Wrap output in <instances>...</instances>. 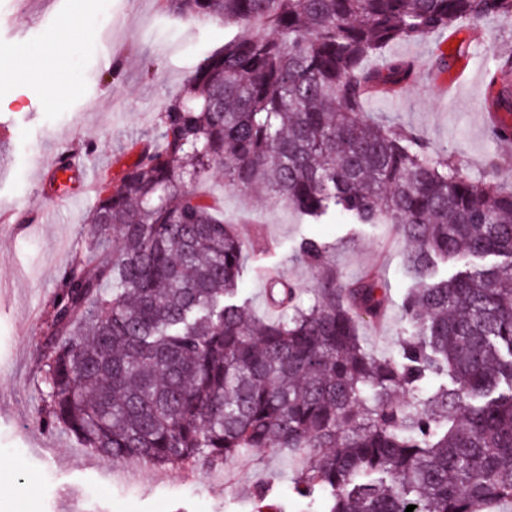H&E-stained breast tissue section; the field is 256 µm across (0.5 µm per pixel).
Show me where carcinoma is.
<instances>
[{
	"label": "carcinoma",
	"instance_id": "obj_1",
	"mask_svg": "<svg viewBox=\"0 0 512 512\" xmlns=\"http://www.w3.org/2000/svg\"><path fill=\"white\" fill-rule=\"evenodd\" d=\"M173 15L257 21L203 56L113 181L62 271L37 349L40 425L115 461L217 466L293 450L295 494L322 512L512 507V192L475 181L411 129L369 120L414 64L366 61L512 0H166ZM512 103V53L487 107ZM215 176L319 219L392 224L411 244L406 336L379 358L356 321L386 295L351 286L305 239L313 300L266 280L274 320L238 300L244 243L196 186ZM476 265L448 277L438 264Z\"/></svg>",
	"mask_w": 512,
	"mask_h": 512
}]
</instances>
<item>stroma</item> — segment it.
<instances>
[{
  "instance_id": "stroma-1",
  "label": "stroma",
  "mask_w": 512,
  "mask_h": 512,
  "mask_svg": "<svg viewBox=\"0 0 512 512\" xmlns=\"http://www.w3.org/2000/svg\"><path fill=\"white\" fill-rule=\"evenodd\" d=\"M71 21L74 44L65 58L54 59L55 75L71 88L62 102L49 103L38 79L0 87V512H250L260 489L268 502L321 512L320 500H295L299 460L285 448L213 468L145 466L129 473L124 463L39 426L36 345L61 272L86 247L93 203L92 193L77 188L55 192V156L92 141L95 157L78 159L85 182L101 172L117 176L133 156L132 143L152 134L158 112L191 67L237 32L206 18L176 19L162 0H0V69L15 68L23 56L54 58L48 35ZM442 39L436 33L391 46V54L415 62L416 77L396 96L374 97L368 116L413 129L452 155L465 174L511 190L512 152L498 145L477 108L492 57L512 51V17L484 21L480 41L451 58V66L465 68L452 103L439 92L442 75L427 69ZM203 190L219 199L225 221L245 241L242 297L256 316H276L264 292L274 272L312 299L315 274L298 249L313 238L345 281L378 275L385 313L359 318L357 333L375 354L393 348L414 281L406 266L409 245L390 225L317 222L221 178Z\"/></svg>"
}]
</instances>
